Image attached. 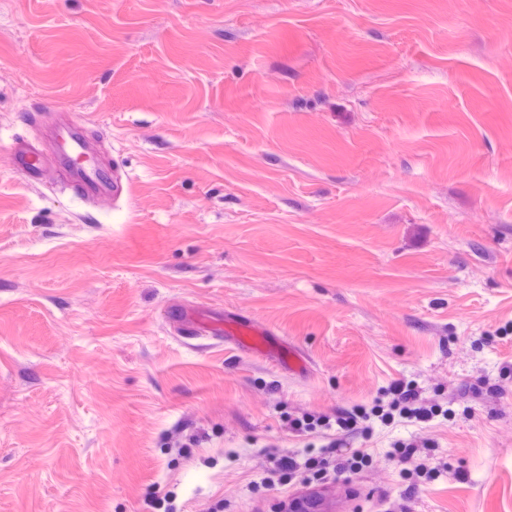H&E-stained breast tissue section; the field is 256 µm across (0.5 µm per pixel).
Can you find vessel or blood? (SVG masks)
Wrapping results in <instances>:
<instances>
[{
	"label": "vessel or blood",
	"instance_id": "vessel-or-blood-1",
	"mask_svg": "<svg viewBox=\"0 0 512 512\" xmlns=\"http://www.w3.org/2000/svg\"><path fill=\"white\" fill-rule=\"evenodd\" d=\"M90 150L82 123L67 118L58 125L52 148L21 137L11 144L8 159L32 178L39 177L50 164L65 169L88 198L96 202L111 199L112 175L96 165ZM166 319L180 335L212 338L297 370L305 366L303 356L288 341L242 311L178 304L167 309Z\"/></svg>",
	"mask_w": 512,
	"mask_h": 512
}]
</instances>
